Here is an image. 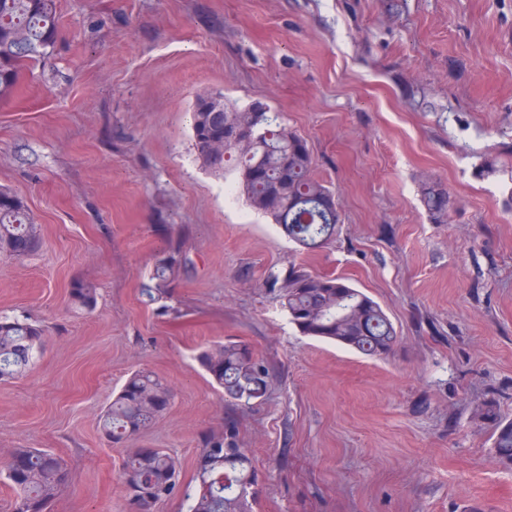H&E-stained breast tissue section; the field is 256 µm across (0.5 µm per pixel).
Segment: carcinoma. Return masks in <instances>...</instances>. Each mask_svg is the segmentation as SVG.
I'll return each instance as SVG.
<instances>
[{"mask_svg":"<svg viewBox=\"0 0 512 512\" xmlns=\"http://www.w3.org/2000/svg\"><path fill=\"white\" fill-rule=\"evenodd\" d=\"M57 36L55 0H0V99L10 96L19 72L42 58ZM194 149L203 166L221 171L224 157L237 160L234 189L253 210L269 217L286 235L306 250H316L336 236L338 209L322 208L333 192L313 170L311 153L293 148L295 134L281 124L277 112L257 114L224 102L221 93L199 98L191 113ZM238 132L227 143L212 135L223 128ZM268 178L258 184L249 178L255 165ZM423 199L435 221L447 214L448 195L441 184L428 183ZM41 243L39 225L19 196L0 191V253L27 255ZM182 260L171 254L159 260L156 285L145 289L154 301L181 270ZM72 301L91 310L96 289L79 282ZM283 305L305 336L335 342L367 356H385L397 342V332L382 307L365 292L342 279L293 269L283 280ZM44 329L27 320L0 317V381L25 372L41 345ZM198 360L224 397L248 407L265 397L269 369L255 359L244 343L226 340L200 353ZM171 392L148 371L133 374L112 398L102 420V431L113 443H129L120 479L134 512H141L143 496L164 501L181 494L190 501L189 512H249L247 498L255 482L249 449L242 448L234 421L224 432L210 435L197 474L198 484L182 486L177 460L164 448L136 446L132 441L169 408ZM498 460L512 465V421L494 427ZM16 493L13 512H44L68 480L63 461L46 450L19 448L0 470Z\"/></svg>","mask_w":512,"mask_h":512,"instance_id":"carcinoma-1","label":"carcinoma"}]
</instances>
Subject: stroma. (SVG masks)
Here are the masks:
<instances>
[{
	"label": "stroma",
	"mask_w": 512,
	"mask_h": 512,
	"mask_svg": "<svg viewBox=\"0 0 512 512\" xmlns=\"http://www.w3.org/2000/svg\"><path fill=\"white\" fill-rule=\"evenodd\" d=\"M59 36L0 100V189L41 226L0 254V315L44 329L0 382V465L60 457L47 512H130L124 445L100 419L128 376L173 393L141 445L195 484L203 439L237 423L252 512H512L493 404L512 419V0H57ZM259 102L332 189L334 243L300 252L245 200L234 163L204 168L199 96ZM438 182L445 223L422 201ZM186 259L148 302L155 264ZM345 279L398 341L369 357L301 335L269 272ZM97 306L73 304L74 283ZM232 339L270 369L264 400L227 405L197 360Z\"/></svg>",
	"instance_id": "stroma-1"
}]
</instances>
